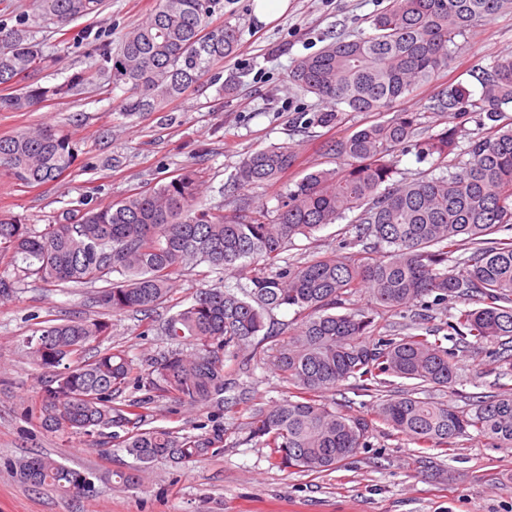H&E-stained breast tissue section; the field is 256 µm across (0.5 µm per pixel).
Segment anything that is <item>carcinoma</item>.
I'll return each mask as SVG.
<instances>
[{
	"mask_svg": "<svg viewBox=\"0 0 512 512\" xmlns=\"http://www.w3.org/2000/svg\"><path fill=\"white\" fill-rule=\"evenodd\" d=\"M33 4L61 32L99 14L103 0ZM503 12H512V0H389L369 17L370 33L334 39L297 61L291 79L333 106L389 110L448 67L455 38ZM239 40V25L224 16V0H157L141 23L121 35L117 51L110 31L89 41V56L112 62V82L89 70L48 87L41 85V74L54 57L31 37L23 19L10 28L0 23V85L24 83L0 95V111L26 112L51 98L77 96L96 82L106 93L126 86L123 112H160L234 56ZM473 78L477 96L448 86L428 109L477 114L476 135L457 126L425 135L419 113L397 112L333 144L337 167L288 182L284 178L297 156L288 146L272 145L246 156L230 178L228 191L236 201L230 215L196 209L198 181L186 171L145 193L72 213L38 233L0 216V253L22 259L29 273L48 285L103 284L99 300L114 311L148 312L163 304L174 276L190 264L253 270L239 291L222 283L202 288L167 320L163 330L170 348L147 378L149 395L122 404L116 403L119 393L138 379L133 360L110 348L84 357L89 344L108 336L107 322L78 318L43 327L27 351L49 372L36 402L41 424L116 439L144 465L205 458L222 429L211 437L143 429L144 410L155 396L190 406L228 402L224 392L232 373L225 368L226 356L255 347L259 337L276 336L270 358L292 395L269 407L253 403L246 430L247 440L269 449L283 471L336 468L367 447L377 421L423 450L445 454L456 439L472 433L511 449L512 389L473 394L466 413L409 393L379 399L372 416L344 413L325 398L350 379L374 394L389 377L410 380L417 389L456 380L448 351L431 329L374 339L372 317L336 311L361 289L378 310L408 308L426 297L435 306L460 302L448 328L477 344H497L500 361L512 362V236L503 235L512 231V56L494 59ZM399 150L434 162L396 180ZM74 161L72 140L51 127L0 138V173L26 186L54 181ZM257 186L279 187L275 216L246 194ZM346 218L354 236L345 247L360 250L278 266L296 238L309 239ZM259 260L264 267L252 268ZM275 266L278 270L270 271ZM290 308L302 319L296 331L284 335L267 319ZM185 342L195 349L184 352ZM17 469L36 488L79 494L88 485L80 471L46 454L19 461ZM143 472L138 467L115 476L123 486L135 487Z\"/></svg>",
	"mask_w": 512,
	"mask_h": 512,
	"instance_id": "obj_1",
	"label": "carcinoma"
}]
</instances>
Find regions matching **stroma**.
Listing matches in <instances>:
<instances>
[{
  "mask_svg": "<svg viewBox=\"0 0 512 512\" xmlns=\"http://www.w3.org/2000/svg\"><path fill=\"white\" fill-rule=\"evenodd\" d=\"M157 0H104L99 15L75 21L68 34L38 18L31 0H16L33 38L56 54L42 83L52 86L87 70L88 47L78 44L85 30L111 28L113 36L140 23ZM386 0H288L273 20L259 22L253 0H224L225 13L240 27L239 50L224 63L220 81L203 79L200 87L173 101L164 111L130 115L119 109V92L93 90L54 99L30 112H0V137L38 125H50L73 139L78 159L57 181L26 187L0 176V215L43 231L67 212L102 207L126 195L168 182L181 169L194 170L200 184L198 208L232 212L235 204L225 184L244 157L273 144L292 147L298 170L335 167L327 144L364 127L371 114L341 109L336 125L301 128L302 112H326L329 104L304 93L290 79L296 60L315 53L329 35L367 30V19ZM462 49L436 83L421 87L400 107L421 113L430 132L454 126L453 118L424 106L447 85L473 87L472 72L494 58L512 55V13L475 24L461 40ZM238 77L232 94L224 79ZM343 224H332L314 237L298 238L283 254L301 264L338 253ZM15 279L10 300L0 302V512H512V449L497 448L471 436L458 438L454 450H420L391 427L376 423L365 448L338 467L322 473H287L273 467L267 451L246 439L244 423L253 398L272 404L285 399L289 386L268 357L269 343L257 355L230 361L235 384L232 403L179 406L156 398L147 409L151 427L180 428L193 435L223 427L224 437L208 457L174 465L164 459L149 464L141 486L124 488L115 472L135 467V459L117 443L101 445L98 436L50 432L28 410L44 372L26 355V341L44 326L73 317L108 321L104 343L125 351L147 374L168 349L160 329L176 302L217 282L237 287L244 274L218 273L207 265L188 266L173 284V298L149 314L112 312L95 301L92 286L50 287L17 270L0 255V276ZM342 312H369L376 335L415 333L412 311L372 310L366 293L345 299ZM152 333H144L145 324ZM457 372L455 383L429 389L430 398L459 411L475 393L512 388V366L498 361L492 344L470 346L459 336L443 340ZM48 453L85 474L91 487L76 496L51 487L25 484L16 472L19 459Z\"/></svg>",
  "mask_w": 512,
  "mask_h": 512,
  "instance_id": "obj_1",
  "label": "stroma"
}]
</instances>
